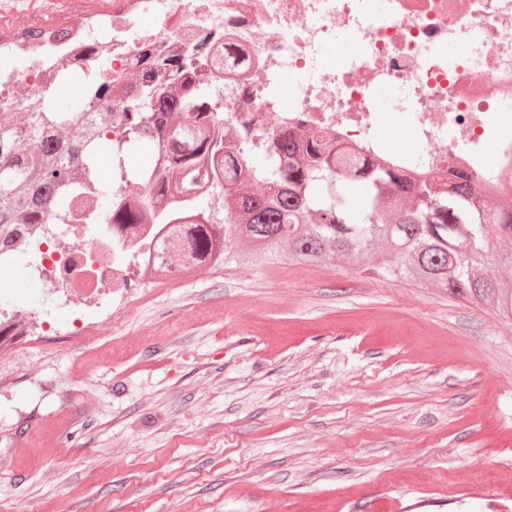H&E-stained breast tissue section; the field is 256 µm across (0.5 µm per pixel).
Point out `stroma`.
I'll use <instances>...</instances> for the list:
<instances>
[{
  "mask_svg": "<svg viewBox=\"0 0 512 512\" xmlns=\"http://www.w3.org/2000/svg\"><path fill=\"white\" fill-rule=\"evenodd\" d=\"M371 256L133 281L91 338L19 265L0 512H512V320Z\"/></svg>",
  "mask_w": 512,
  "mask_h": 512,
  "instance_id": "35a3bbf8",
  "label": "stroma"
}]
</instances>
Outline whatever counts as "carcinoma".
I'll return each instance as SVG.
<instances>
[{
    "label": "carcinoma",
    "mask_w": 512,
    "mask_h": 512,
    "mask_svg": "<svg viewBox=\"0 0 512 512\" xmlns=\"http://www.w3.org/2000/svg\"><path fill=\"white\" fill-rule=\"evenodd\" d=\"M136 64L140 80L118 100L115 137L110 129L96 134L112 121L111 112H27L0 124V254L30 243L51 206L68 223L69 199L95 180L96 154L107 140L116 181L145 182L162 202L154 208L113 197L112 226L162 225L166 257L183 270L224 264L240 241L267 262L283 254L313 262L365 252L377 273L432 284L512 319V290L480 272L493 240H512V210L485 200L465 173L414 180L353 161L317 133L302 146L292 136L266 139L274 163L252 157L226 140L224 113L207 110L212 89L205 67L162 60L150 49L139 52ZM113 91L110 81L93 87L89 103H109ZM147 145L161 155L162 167L127 171L126 152ZM200 177L224 194V208L195 193ZM259 182L271 183L269 190L254 193ZM351 184L366 191L359 222L344 193Z\"/></svg>",
    "instance_id": "1"
}]
</instances>
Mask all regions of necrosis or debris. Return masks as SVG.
<instances>
[{"instance_id": "1", "label": "necrosis or debris", "mask_w": 512, "mask_h": 512, "mask_svg": "<svg viewBox=\"0 0 512 512\" xmlns=\"http://www.w3.org/2000/svg\"><path fill=\"white\" fill-rule=\"evenodd\" d=\"M33 0H0V123L44 112L72 79L129 76L141 48L163 58L193 56L224 93V129L241 149L263 138L314 131L359 156L415 179L468 173L491 202H512V128L499 105L512 101V0H112L108 13L74 11L65 29L27 36ZM354 44L340 59L341 41ZM456 54H449V47ZM383 88L395 94L375 108ZM404 122L409 147L388 148L383 127ZM72 223L48 209L33 240L56 230L48 264L32 277L73 304L89 326L105 297L123 293L160 251L140 224L113 239L110 213L84 194ZM99 218L88 235L83 212Z\"/></svg>"}]
</instances>
